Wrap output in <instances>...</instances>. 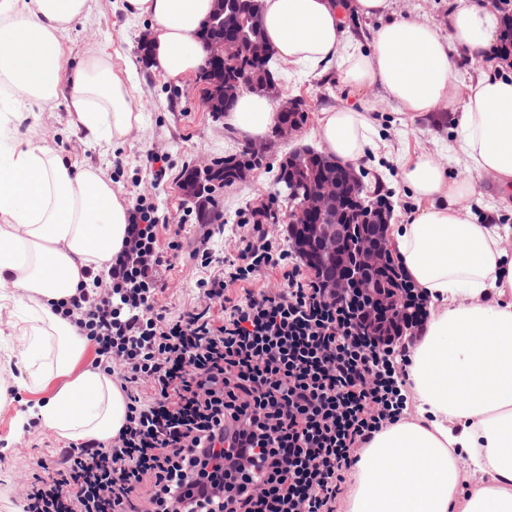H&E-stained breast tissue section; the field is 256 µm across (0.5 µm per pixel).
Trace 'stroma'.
<instances>
[{
    "label": "stroma",
    "mask_w": 512,
    "mask_h": 512,
    "mask_svg": "<svg viewBox=\"0 0 512 512\" xmlns=\"http://www.w3.org/2000/svg\"><path fill=\"white\" fill-rule=\"evenodd\" d=\"M151 26L149 18L128 16L124 0H93L89 18L74 24L63 40L66 71H73L93 53L110 56L118 71L128 59L136 66L135 109L142 118L107 151L86 143L82 132L71 124L64 100L39 107L4 82L0 83V120L6 123L12 148L20 150L31 142L45 144L64 161L97 170L112 181L126 201L137 189H144L169 219L168 224L157 228L160 249H167L174 225H185L183 249L172 257L166 273L168 288L158 297L160 305L177 313L194 304L199 280L209 275L191 257L199 237V218L189 210L190 202L180 177L205 160L236 153L250 145L251 140L224 120L213 118L194 79L174 84L163 77L151 60L145 59L141 35ZM337 73L336 64L331 63L323 67L320 75L306 77L288 63H280V81L289 96L305 99L307 121L292 140L281 141L266 135L261 141L264 155L247 181L216 191L217 209L224 214V233L215 237V249L233 254L243 233L238 224L241 214L262 203L271 205L276 215L270 232L277 242L287 243L289 204L277 195L274 184L279 161L300 146L321 149L317 135L321 113L358 100L371 108L381 142L379 149L368 152L357 170L367 189L389 196L392 223H401L403 216L417 205L401 181L400 165L404 159L426 154L446 169L449 178L468 177L456 112L444 108L430 117L410 118L382 100L379 91H367L359 98L352 96L338 82ZM154 151L164 152L169 158V173L159 183L153 181L145 166L147 155ZM465 204L476 216H490L493 223L512 229V206L502 202L498 186L490 179H480L476 194L466 199ZM26 318L24 306L0 303V481L5 483L31 477L36 459L54 462L59 451L68 446L67 441L49 431L35 429L27 436L22 433L25 413L51 394L47 387L25 388L18 384L25 371L13 350Z\"/></svg>",
    "instance_id": "obj_1"
}]
</instances>
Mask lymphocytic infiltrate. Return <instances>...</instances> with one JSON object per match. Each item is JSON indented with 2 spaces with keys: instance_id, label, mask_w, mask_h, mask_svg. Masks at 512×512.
Segmentation results:
<instances>
[{
  "instance_id": "1",
  "label": "lymphocytic infiltrate",
  "mask_w": 512,
  "mask_h": 512,
  "mask_svg": "<svg viewBox=\"0 0 512 512\" xmlns=\"http://www.w3.org/2000/svg\"><path fill=\"white\" fill-rule=\"evenodd\" d=\"M265 212L244 216L231 258L212 246L223 225H203L193 255L217 274L173 313L158 296L181 242L160 250L156 202L133 198L107 273L52 305L115 376L125 423L108 442L65 450L60 466L37 461L15 490L18 512H337L361 452L405 415L410 344L430 300L401 289L411 330L368 334L363 291L328 296L269 238ZM264 270L282 288H249Z\"/></svg>"
}]
</instances>
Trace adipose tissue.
Returning a JSON list of instances; mask_svg holds the SVG:
<instances>
[{
    "label": "adipose tissue",
    "mask_w": 512,
    "mask_h": 512,
    "mask_svg": "<svg viewBox=\"0 0 512 512\" xmlns=\"http://www.w3.org/2000/svg\"><path fill=\"white\" fill-rule=\"evenodd\" d=\"M92 0H0V78L38 105L64 99L90 146L104 147L139 122L125 78L105 57L88 56L64 81L61 34L86 19ZM276 56L309 75L325 62L356 92L380 88L399 112L459 111L470 179L448 181L418 155L401 177L420 200L406 223L388 228L404 271L431 300V317L411 349L414 410L375 436L348 484L345 512H512V254L499 225L478 223L461 205L477 177L512 193V75L492 62L462 98L449 94L454 55L483 56L501 38L500 14L480 0H456L447 26L391 18L392 0H261ZM149 17L151 57L164 77L195 73L203 24L214 0H126ZM382 18L363 51L345 36L349 15ZM278 120L277 106L242 91L226 122L253 139ZM368 113L323 112L318 136L338 164L357 165L375 147ZM127 214L110 180L66 163L49 147H0V287L32 303L45 363L18 350L31 385L61 384L33 414L40 430L81 442L107 441L125 421V398L99 369L75 371L86 342L50 304L75 294L86 268L102 269L121 249Z\"/></svg>",
    "instance_id": "adipose-tissue-1"
}]
</instances>
